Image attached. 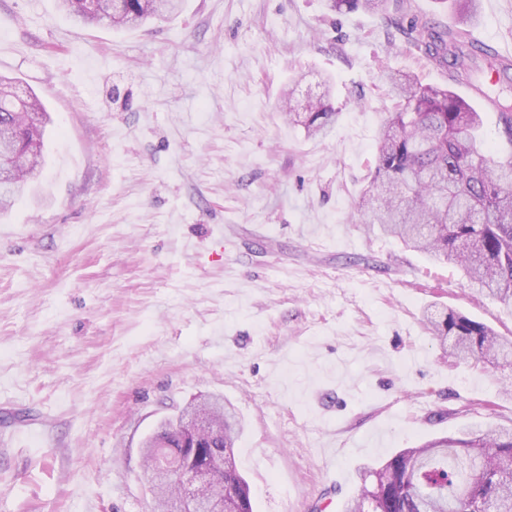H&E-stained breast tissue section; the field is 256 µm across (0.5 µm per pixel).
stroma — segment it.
I'll use <instances>...</instances> for the list:
<instances>
[{"label": "stroma", "mask_w": 512, "mask_h": 512, "mask_svg": "<svg viewBox=\"0 0 512 512\" xmlns=\"http://www.w3.org/2000/svg\"><path fill=\"white\" fill-rule=\"evenodd\" d=\"M327 0H183L139 29L0 0V75L49 115L43 175L0 215V512H155L142 440L223 396L254 512H342L366 466L512 425V366L450 355L428 313L512 312L354 214L390 77L450 85ZM471 39L512 57V0ZM328 97L326 135L288 123Z\"/></svg>", "instance_id": "1"}]
</instances>
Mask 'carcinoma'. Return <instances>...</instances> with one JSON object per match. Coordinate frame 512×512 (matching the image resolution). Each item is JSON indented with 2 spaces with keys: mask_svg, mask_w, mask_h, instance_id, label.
Listing matches in <instances>:
<instances>
[{
  "mask_svg": "<svg viewBox=\"0 0 512 512\" xmlns=\"http://www.w3.org/2000/svg\"><path fill=\"white\" fill-rule=\"evenodd\" d=\"M81 23L136 28L151 19L174 15L181 0H59ZM477 0H439L451 5L454 26L412 16L403 30L409 43L432 64L448 69V79L473 84L489 69L506 81L491 95L476 90L496 110L501 134L512 142V59L491 57L466 33ZM402 0H329L330 10L386 14ZM398 106L377 141L374 174L357 203L367 224L400 238L432 259L461 268L476 290L512 311V157L494 158L483 136V118L465 99L444 88L422 84L401 71L391 76ZM46 111L33 94L24 97L13 79L0 75V139L7 138L16 167L14 188L0 193V211L9 208L41 173ZM339 112L325 99L309 103L304 115L288 113L310 136L335 123ZM434 335L452 341L450 354L477 361L512 364V342L491 328L452 309L426 317ZM211 415L224 427V457L234 460L243 425L235 410L217 395L188 406ZM370 480L345 505L344 512H512V428L470 430L466 438L443 437L396 452L363 472ZM158 506L165 508L182 485L150 481ZM227 493L234 512H254L250 488L235 464L224 470V483L202 492Z\"/></svg>",
  "mask_w": 512,
  "mask_h": 512,
  "instance_id": "1",
  "label": "carcinoma"
}]
</instances>
